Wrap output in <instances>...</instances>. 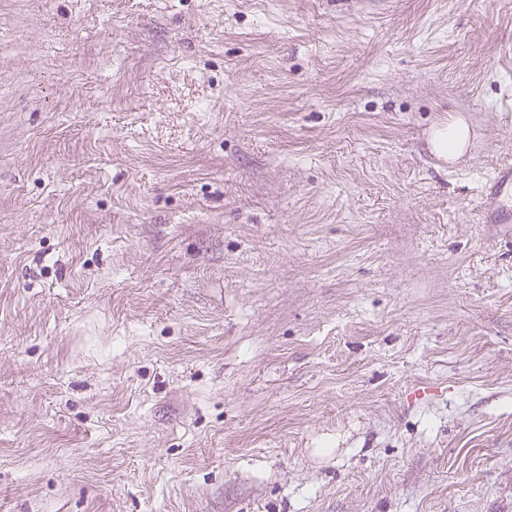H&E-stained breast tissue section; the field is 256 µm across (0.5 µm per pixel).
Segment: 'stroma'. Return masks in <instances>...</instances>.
<instances>
[{"label": "stroma", "instance_id": "stroma-1", "mask_svg": "<svg viewBox=\"0 0 512 512\" xmlns=\"http://www.w3.org/2000/svg\"><path fill=\"white\" fill-rule=\"evenodd\" d=\"M509 162L512 0H0V512H512ZM469 141V127L458 119L436 128L432 135V144L435 151L448 159V162H455L464 154ZM482 208L490 223H512V165L502 164L487 181L482 194Z\"/></svg>", "mask_w": 512, "mask_h": 512}]
</instances>
